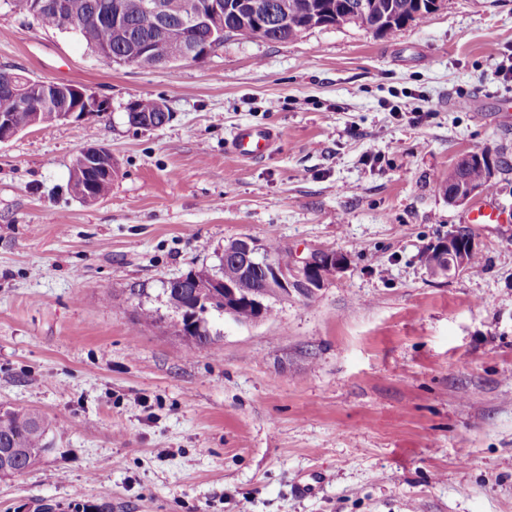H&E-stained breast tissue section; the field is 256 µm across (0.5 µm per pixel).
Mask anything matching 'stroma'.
Masks as SVG:
<instances>
[{"label":"stroma","mask_w":512,"mask_h":512,"mask_svg":"<svg viewBox=\"0 0 512 512\" xmlns=\"http://www.w3.org/2000/svg\"><path fill=\"white\" fill-rule=\"evenodd\" d=\"M511 54L512 0H443L388 35L230 34L153 69L0 0V67L111 106L0 144V404L54 442L0 479V512H512ZM141 97L170 120L131 126ZM246 125L278 134L261 159L227 148ZM92 145L112 190L89 205L67 181ZM471 151L499 163L502 223L444 192ZM465 225L479 271L431 275ZM245 234L345 267L189 346L164 287Z\"/></svg>","instance_id":"obj_1"}]
</instances>
